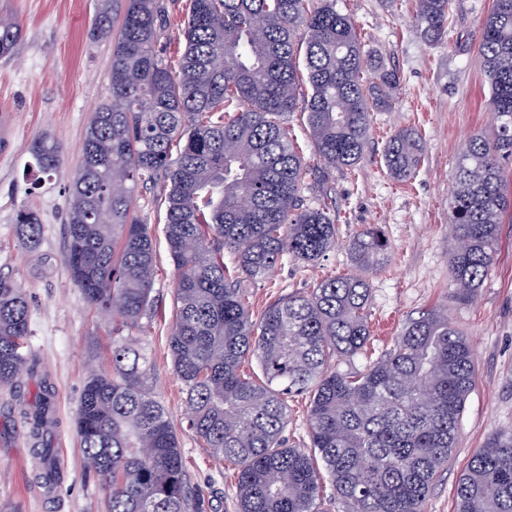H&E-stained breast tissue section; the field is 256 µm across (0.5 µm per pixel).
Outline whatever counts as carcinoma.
<instances>
[{"label":"carcinoma","mask_w":512,"mask_h":512,"mask_svg":"<svg viewBox=\"0 0 512 512\" xmlns=\"http://www.w3.org/2000/svg\"><path fill=\"white\" fill-rule=\"evenodd\" d=\"M98 0L90 36L112 42L110 97L93 113L82 161L68 186L65 264L87 302L112 315V371L89 377L76 414L79 447L101 479L108 512H202L168 413L152 395L142 339L123 335L152 310L157 274L152 234L136 216L140 189L163 182L164 235L175 266L176 313L168 347L186 390V428L211 456L238 466L239 512H318L326 472L349 512H422L448 469L459 416L475 385L472 348L433 307L410 320L362 370H339L367 345L370 285L389 244L368 225L351 244L353 274L324 279L253 319L244 283L285 258L320 260L336 245L328 203L303 204L312 168L285 123L304 115L317 164H360L373 113L390 107L398 77L366 54L336 0H189L183 49L172 67L158 49L169 22L164 0ZM414 27L429 41L448 29V0H416ZM22 28L0 15V57ZM478 63L495 116L463 148L453 176L448 250L452 297L473 298L512 211V0H493L480 28ZM62 144L30 148L31 175L58 173ZM421 136H390L389 174L414 176ZM107 210L112 223H95ZM22 244L42 224L17 214ZM29 305L0 276V386L16 390L36 467L52 492L55 389L29 347ZM256 363L259 374H242ZM38 379L27 398L21 376ZM309 395V443L290 442L288 399ZM457 512H512V428L489 434L457 487Z\"/></svg>","instance_id":"1"}]
</instances>
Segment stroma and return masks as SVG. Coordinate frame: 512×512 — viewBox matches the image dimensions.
Masks as SVG:
<instances>
[{
    "instance_id": "35a3bbf8",
    "label": "stroma",
    "mask_w": 512,
    "mask_h": 512,
    "mask_svg": "<svg viewBox=\"0 0 512 512\" xmlns=\"http://www.w3.org/2000/svg\"><path fill=\"white\" fill-rule=\"evenodd\" d=\"M355 22L365 51L395 70L399 83L391 108L375 113L374 131L361 164L309 180L306 205L332 202L338 226L335 247L316 264L285 260L265 281L248 284L254 315L287 295L304 293L331 276L354 273L348 244L362 225L377 224L390 252L369 274L373 335L365 356L341 362L364 368L390 348L402 327L421 312L447 304L448 314L474 353L475 386L460 415L452 458L434 482L424 512H456V486L487 436L512 428V222L501 224L494 265L476 298L451 300L448 245L453 237L449 200L453 173L465 142L488 131L487 83L477 60L479 26L492 0H449L448 31L424 39L412 24L414 0H336ZM22 39L13 56L0 57V110L13 114L11 138L0 144V273L27 294L30 346L56 390L59 420L53 441L64 480L46 493L34 477L31 450L17 422L14 396L0 387V512H107L106 493L88 468L75 425L91 371H110L112 319L92 308L65 265L68 196L65 184L79 167L91 112L110 96L112 45L91 39L96 0H0ZM412 127L423 141L415 176L387 174L382 148L390 135ZM63 145L57 176L26 183L29 148L44 133ZM162 185L141 189L137 215L154 236L157 276L154 314L136 333L152 359L153 395L169 413L180 441L187 483L202 491L205 512H238L236 470L212 458L184 422L185 394L174 374L167 339L175 315V271L163 233ZM36 211L43 226L36 249L17 234L21 208Z\"/></svg>"
}]
</instances>
